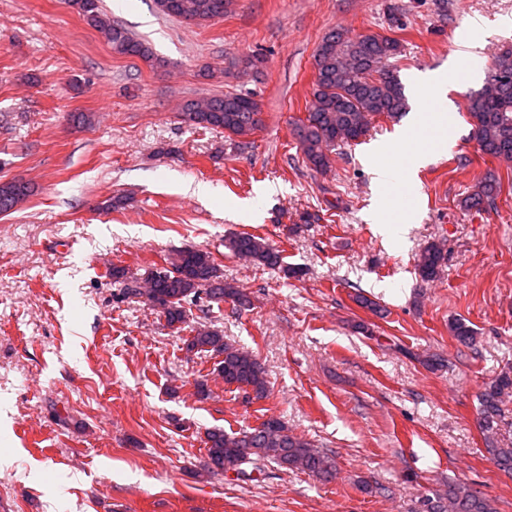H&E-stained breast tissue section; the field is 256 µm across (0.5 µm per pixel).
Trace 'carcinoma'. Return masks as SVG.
<instances>
[{"instance_id":"carcinoma-1","label":"carcinoma","mask_w":512,"mask_h":512,"mask_svg":"<svg viewBox=\"0 0 512 512\" xmlns=\"http://www.w3.org/2000/svg\"><path fill=\"white\" fill-rule=\"evenodd\" d=\"M87 25L97 30L117 55L136 57L145 63L154 59L149 43L123 26L105 18L100 0H70ZM158 11L168 17L203 23L224 17L228 0H155ZM399 39L380 33L353 35L345 29L326 34L313 56L314 82L308 105V118L296 124L295 132L306 161L317 171L329 166V151L340 144L355 143L365 137L378 117L396 119L407 110L403 85L392 61L401 56ZM265 58L251 53L228 63L230 70L259 74ZM502 77L492 91L468 102L467 112L478 149L512 165V48L498 53L486 75ZM180 118L190 126L222 130L248 145L246 138L262 127V106L249 93L229 92L184 103ZM501 179L487 176L463 200L467 210L491 211L497 208ZM33 193V186L22 178L0 181V213L13 212ZM228 249L252 264L275 268L281 264L280 252L265 238L240 232L227 242ZM447 254L436 243L425 246L417 259V270L424 280L435 278ZM112 280L123 295L140 296L159 312L170 327L186 323L189 306L207 297L245 301L239 289L220 280L212 253L203 249H184L165 266H153L143 277L112 267ZM457 341L469 346L476 332L461 319L450 325ZM186 350L221 357L217 374L224 384L236 386L249 400L268 397L266 370L252 353L227 342L222 331L201 325L184 339ZM512 395V371H503L486 384L479 395L480 414L486 432L494 430L502 399ZM205 467L211 472L233 471L239 476L262 473L271 467L299 470L322 481L336 475L335 458L288 430L279 417L263 420L258 426L228 434L213 429L206 435ZM503 471L512 473V445L488 449ZM424 512H494L477 491L448 485V493L435 500H424Z\"/></svg>"}]
</instances>
